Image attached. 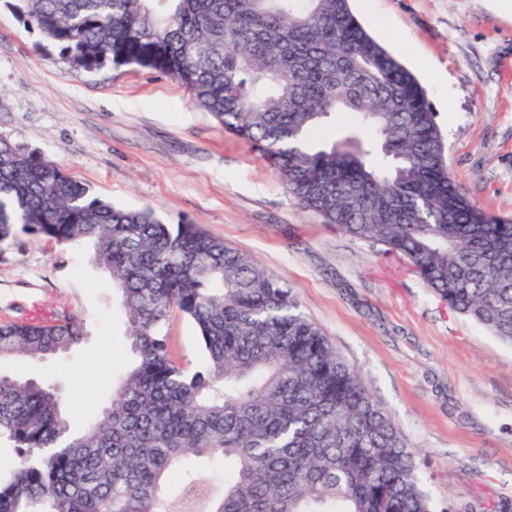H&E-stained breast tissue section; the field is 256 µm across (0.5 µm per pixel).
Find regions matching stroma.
Listing matches in <instances>:
<instances>
[{
  "instance_id": "obj_1",
  "label": "stroma",
  "mask_w": 512,
  "mask_h": 512,
  "mask_svg": "<svg viewBox=\"0 0 512 512\" xmlns=\"http://www.w3.org/2000/svg\"><path fill=\"white\" fill-rule=\"evenodd\" d=\"M352 7L425 88L451 176L485 214L512 222V10L499 0ZM0 137L100 198L200 224L285 280L402 430L432 512H512V346L453 311L403 256L300 208L178 81L137 66L74 70L0 0ZM44 314L83 318L88 341L9 369L65 385L79 424L112 400L126 318L87 249L21 233L0 253V322ZM169 334L187 367L204 363L188 319L174 316Z\"/></svg>"
}]
</instances>
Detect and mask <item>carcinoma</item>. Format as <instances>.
Wrapping results in <instances>:
<instances>
[{
	"instance_id": "cac0c4a2",
	"label": "carcinoma",
	"mask_w": 512,
	"mask_h": 512,
	"mask_svg": "<svg viewBox=\"0 0 512 512\" xmlns=\"http://www.w3.org/2000/svg\"><path fill=\"white\" fill-rule=\"evenodd\" d=\"M72 68L173 77L249 143L304 210L403 255L448 305L512 344V223L448 172L424 88L350 0H16ZM355 125L316 145L336 113ZM23 232L92 240L128 318L111 403L76 426L52 384L0 370V512H430L397 425L286 283L192 222L95 197L0 137V253ZM191 320L190 371L167 326ZM71 315L0 324V362L87 339ZM224 462V483L191 466Z\"/></svg>"
}]
</instances>
